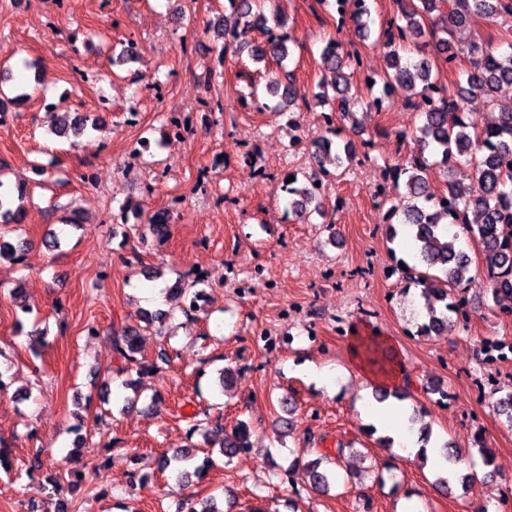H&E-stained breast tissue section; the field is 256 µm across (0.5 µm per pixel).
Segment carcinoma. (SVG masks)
<instances>
[{
    "mask_svg": "<svg viewBox=\"0 0 512 512\" xmlns=\"http://www.w3.org/2000/svg\"><path fill=\"white\" fill-rule=\"evenodd\" d=\"M232 4V24L224 30L234 38H245L254 30L267 32L284 24L278 12L266 15L253 11L252 0H229ZM479 15L490 21L512 19V0H410L400 10V22L392 21L388 28L372 34L371 12L355 16L354 25L362 40L373 39L386 57L388 69L387 88L410 94L422 124L419 132L420 154L406 162L390 167L396 190L395 196H387L381 204L388 205L386 242L392 260L403 264L399 268L402 278L421 287L420 304L423 318L445 325L455 315V308L464 302L463 290L472 279L471 256L461 250L458 236L449 230L450 223L461 224L467 229L472 246L480 250L486 263V272L491 282V311L499 316L512 315V250L501 246L505 237L512 239V110L497 109L495 93L504 85H512V52L500 53L491 44L466 43L456 37L473 16ZM255 60L272 59L283 69V76L270 82L267 91L280 96L289 107L300 109L307 103L306 94L294 84L293 72L286 70L283 62L289 56L287 40L267 39L264 44L251 48ZM467 57L471 70L466 78L457 80L450 88L440 83L434 73L439 64L453 68L457 61ZM322 80L319 100L330 106L342 122L356 124L354 112L358 99L352 93L345 70L361 64L360 57L331 40L322 49ZM470 95L483 96L490 107L484 126L476 131L461 116L449 109L451 102ZM87 129V119L79 114L66 112L54 119L51 132L62 137L73 131L79 135ZM335 153L336 168H347L355 159L351 144L341 151H332L331 144L314 150L313 159L321 164L329 153ZM439 159L443 168L446 188L451 191L455 210L449 214L436 213L434 200L438 196L430 184L431 164L424 153ZM454 156L453 165H448V156ZM306 183L289 191L288 210L303 221L313 214L324 216L321 208L322 196L310 192V185L320 182L317 174L305 176ZM26 187L11 188L0 180V210L18 220L21 205L15 200H24ZM172 215L167 209L151 214L147 220L150 232L160 240L171 234ZM413 241L411 262L397 258V249L404 237ZM30 246L26 238L13 240L0 238V260L13 262ZM169 313L158 310L141 316V325L123 326L104 334L94 326L85 328L86 335L98 338L105 336L120 362L116 372L132 371L145 375L156 369L139 358L142 331L155 323H163ZM284 415L277 419L280 434L290 428L292 415L297 407L293 397L280 399ZM189 431L222 435L219 453L232 459L236 452L250 448L248 425L239 421L231 429L224 428L223 416L212 418L208 413L198 412L187 417ZM440 455L448 462L447 475L438 477L435 487L448 492V476L455 474L462 454L452 443L436 439ZM196 447L182 448L172 455L163 454L158 460V469L170 471L173 487L181 489L201 477L210 460L189 469L187 463L195 457ZM325 455L307 463L312 488L328 493L333 475L321 469ZM176 512H218L214 503L200 501L193 496H182L176 502Z\"/></svg>",
    "mask_w": 512,
    "mask_h": 512,
    "instance_id": "1",
    "label": "carcinoma"
}]
</instances>
